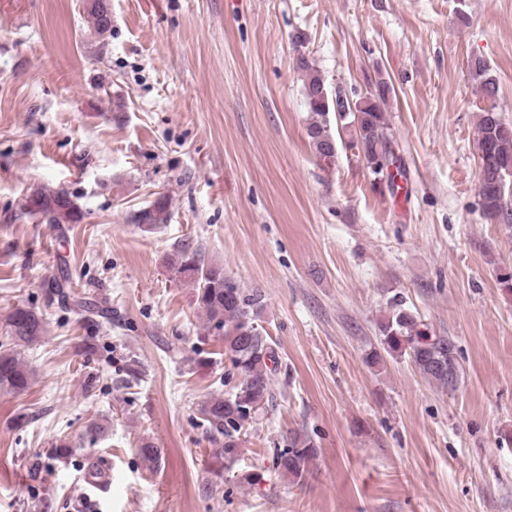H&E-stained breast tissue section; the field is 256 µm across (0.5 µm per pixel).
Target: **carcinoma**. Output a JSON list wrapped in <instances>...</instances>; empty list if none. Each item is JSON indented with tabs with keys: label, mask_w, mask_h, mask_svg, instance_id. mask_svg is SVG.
<instances>
[{
	"label": "carcinoma",
	"mask_w": 512,
	"mask_h": 512,
	"mask_svg": "<svg viewBox=\"0 0 512 512\" xmlns=\"http://www.w3.org/2000/svg\"><path fill=\"white\" fill-rule=\"evenodd\" d=\"M303 95L308 107L309 122L306 134L315 156L330 163L328 151L336 137L347 134L345 144L358 150L357 157L371 167L374 160L389 157L397 165L399 157L393 149L392 133L384 106L391 88L380 79L366 96L356 101V111L338 120L336 106L342 98H324L321 87L327 86L321 71L313 62H299ZM469 70L478 83V90L487 106L477 122L475 151L480 173L478 196L483 213L500 218L512 225L508 189L512 181V126L504 123L496 111L499 95L497 79L481 58L469 62ZM24 209L40 216L48 224H78L83 210L77 198L67 190L48 185H36L26 196ZM170 218L169 196L159 195L150 205L136 211L131 222L146 231L165 224ZM167 264L181 279L194 285L196 302L205 315V329L216 331L224 339V354L230 359L240 382L223 396L205 401L199 412L206 425L213 453L234 463L241 449L244 427L254 422L261 412L273 406V379L278 370V355L270 337L259 325L265 308V295L257 289L242 288L224 272V265L206 261L200 248L184 244L167 256ZM75 305L84 313L86 326L100 327L109 319L107 302L88 304L82 300ZM8 342L0 344V389L20 393L29 388L32 372L22 357L20 346H29L45 335L41 315L25 305L15 306L5 319ZM383 350L389 354H406L419 374L433 384L454 391L462 382V366L454 340L448 336H433L425 324L400 304L389 307L388 314L378 324ZM139 454L149 470L158 467L160 450L149 441L142 442ZM318 456V446L311 435L295 431L284 448L276 449L273 463L278 473L292 482L301 480Z\"/></svg>",
	"instance_id": "cac0c4a2"
}]
</instances>
